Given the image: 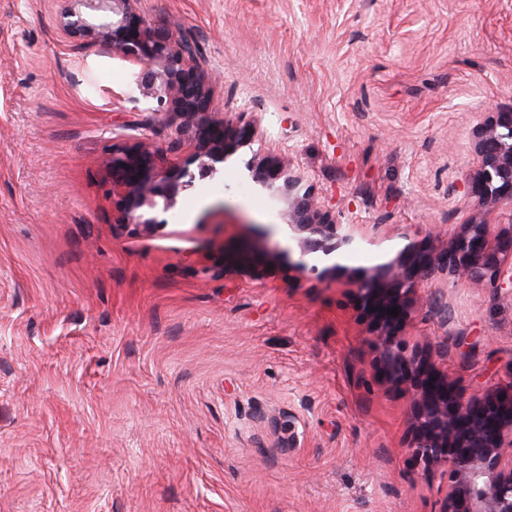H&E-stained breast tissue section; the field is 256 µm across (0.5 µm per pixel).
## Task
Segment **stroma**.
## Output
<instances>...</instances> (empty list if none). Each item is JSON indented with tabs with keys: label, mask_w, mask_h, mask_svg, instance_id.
I'll list each match as a JSON object with an SVG mask.
<instances>
[{
	"label": "stroma",
	"mask_w": 512,
	"mask_h": 512,
	"mask_svg": "<svg viewBox=\"0 0 512 512\" xmlns=\"http://www.w3.org/2000/svg\"><path fill=\"white\" fill-rule=\"evenodd\" d=\"M61 7L0 0V512H436L446 478L408 449L348 281L473 217V129L512 107V0H138L257 137L125 226L113 149L183 156L182 119ZM266 150L375 244L296 278L285 205L247 168ZM242 243L275 260L225 280ZM419 295L405 350H444L470 393L512 384V286L443 273Z\"/></svg>",
	"instance_id": "obj_1"
}]
</instances>
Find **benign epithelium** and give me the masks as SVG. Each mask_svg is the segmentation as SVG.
Here are the masks:
<instances>
[{
  "instance_id": "7a95c632",
  "label": "benign epithelium",
  "mask_w": 512,
  "mask_h": 512,
  "mask_svg": "<svg viewBox=\"0 0 512 512\" xmlns=\"http://www.w3.org/2000/svg\"><path fill=\"white\" fill-rule=\"evenodd\" d=\"M137 0H65L60 24L81 45L100 44L137 59L142 84L169 100L190 134V153L177 162L151 141L112 152V196L118 224H136L137 211L168 202L192 186L190 166L213 171L257 135L252 122L216 117L212 89L187 41L168 27H154L135 7ZM259 185L288 204V227L301 256L336 257L358 239L371 244L359 224H341L315 201L304 176L283 159L263 152L248 166ZM468 196L489 211L512 203V107L492 112L473 131V165L466 175ZM512 260V224L494 230L483 220L460 224L438 248L409 242L376 266L355 273L350 285L375 336L380 383L409 398L412 456L426 470L443 468L445 486L436 512H512V385L469 394L429 352L400 350L402 332L418 309V287L438 273L491 285ZM261 255L251 245L224 250V277L263 275ZM398 308V316L388 310Z\"/></svg>"
}]
</instances>
